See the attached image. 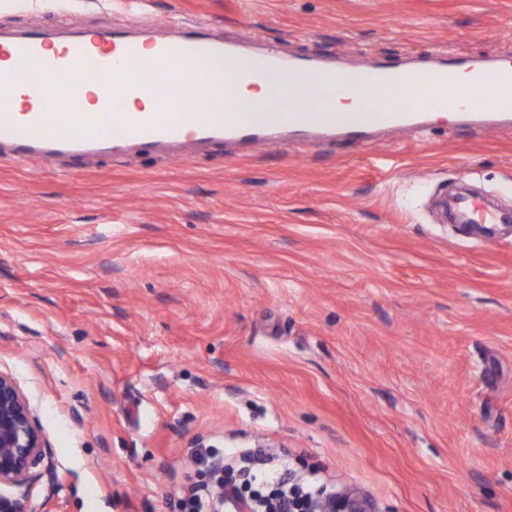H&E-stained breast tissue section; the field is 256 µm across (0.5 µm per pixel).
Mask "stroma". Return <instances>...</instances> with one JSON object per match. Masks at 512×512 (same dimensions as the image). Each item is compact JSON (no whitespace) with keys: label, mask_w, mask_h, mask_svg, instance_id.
<instances>
[{"label":"stroma","mask_w":512,"mask_h":512,"mask_svg":"<svg viewBox=\"0 0 512 512\" xmlns=\"http://www.w3.org/2000/svg\"><path fill=\"white\" fill-rule=\"evenodd\" d=\"M141 20L347 70L512 57V0H149ZM128 21L0 0L1 37ZM459 187L512 210V125L0 148V371L51 445L37 512H169L187 449L259 442L394 512H512V236L453 227Z\"/></svg>","instance_id":"obj_1"}]
</instances>
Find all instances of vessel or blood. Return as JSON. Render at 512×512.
<instances>
[{
	"instance_id": "1",
	"label": "vessel or blood",
	"mask_w": 512,
	"mask_h": 512,
	"mask_svg": "<svg viewBox=\"0 0 512 512\" xmlns=\"http://www.w3.org/2000/svg\"><path fill=\"white\" fill-rule=\"evenodd\" d=\"M233 54L222 37L202 26L161 38L136 18L122 29H91L63 40L37 28L1 38L0 71L9 76L29 71L35 78L14 82L24 103L18 110L0 112V143L11 146L16 156L31 158L105 152L118 146L182 148L214 140L272 143L287 131L361 142L380 128L427 125L441 111L450 112L452 123L484 129L512 122V61L487 63L444 54L425 66L381 61L364 69L359 84L386 82L395 90L425 86L433 94L426 102L373 113L356 122L309 108L294 113L285 124L250 122L219 106L183 119L166 113L125 112L127 99L135 91L127 74L144 62H152V72L161 81L181 86L193 76L192 62L215 56L228 59ZM271 69L287 79L299 73L334 76L340 72L334 65L288 61L270 48L260 52L249 78L260 80ZM92 89L99 94L97 112L88 107ZM458 208L471 224L498 221L496 212L472 198L459 199Z\"/></svg>"
}]
</instances>
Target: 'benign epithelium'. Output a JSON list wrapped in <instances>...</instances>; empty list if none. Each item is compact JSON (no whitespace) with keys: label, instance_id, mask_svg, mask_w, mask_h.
Here are the masks:
<instances>
[{"label":"benign epithelium","instance_id":"obj_1","mask_svg":"<svg viewBox=\"0 0 512 512\" xmlns=\"http://www.w3.org/2000/svg\"><path fill=\"white\" fill-rule=\"evenodd\" d=\"M469 233L484 236L512 233L511 224H465ZM43 467L38 472L36 468ZM46 479L47 497L54 495L50 446L36 423L29 401L16 379L0 371V487L22 490L33 480ZM323 512H392L369 494L355 489L336 491Z\"/></svg>","mask_w":512,"mask_h":512}]
</instances>
